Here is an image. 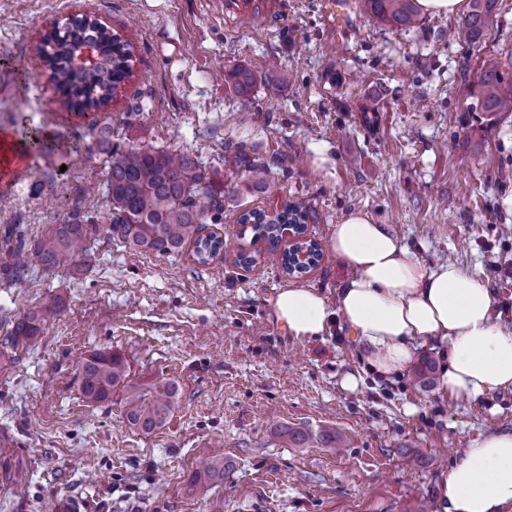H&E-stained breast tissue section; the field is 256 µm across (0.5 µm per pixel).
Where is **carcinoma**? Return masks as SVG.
Segmentation results:
<instances>
[{
	"label": "carcinoma",
	"mask_w": 512,
	"mask_h": 512,
	"mask_svg": "<svg viewBox=\"0 0 512 512\" xmlns=\"http://www.w3.org/2000/svg\"><path fill=\"white\" fill-rule=\"evenodd\" d=\"M494 3L495 0H471L470 10L459 24V38L471 44L479 41L491 25ZM359 6L364 14L403 29L419 23L417 0H359ZM98 42L108 47L104 62L91 70L72 69L67 47ZM34 54L41 75L59 94L58 109L77 113L94 132L107 164L109 211L99 218L77 206L66 222L53 225L36 239L26 240L17 235V225H6L4 241L14 246L9 248L11 258L0 263V278L22 279L34 258L44 268L55 269L80 257L84 262L76 270L81 272L90 266L89 244L100 236L117 237L138 251L156 255L178 253L192 244L199 263L207 264L216 258L224 248V239L203 236L201 232L208 215L224 213V177L187 153L130 145L126 124L112 120L109 107L133 77L131 40L98 20L77 18L63 29L44 35ZM256 81L253 72L240 67L227 74V82L241 96L248 95ZM477 109L512 112V88L505 86V76L494 68L483 71L478 78ZM274 165L273 161L250 157L242 143L237 145L232 162L234 171L258 191L266 189ZM311 219L312 208L297 202L286 204L270 222L260 210L243 212L238 224L250 226L254 239L275 246L280 225L293 224L300 232ZM61 305V299L53 298L25 311L9 332L6 344L10 350L34 347L44 334L48 318ZM10 350L0 352V369L14 361ZM76 383L83 401L90 405L120 395L125 423L142 435L163 429L181 397L180 384L174 379L157 378L148 384L132 380L127 359L114 350L89 352L80 362ZM279 437L298 445L343 447L341 439L334 435L326 438L306 429L286 428ZM194 481H224V462L214 459L205 463L195 471Z\"/></svg>",
	"instance_id": "1"
}]
</instances>
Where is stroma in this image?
<instances>
[{"mask_svg": "<svg viewBox=\"0 0 512 512\" xmlns=\"http://www.w3.org/2000/svg\"><path fill=\"white\" fill-rule=\"evenodd\" d=\"M328 0H279L254 20L221 0H0V133L15 142L50 132L75 152L31 154L26 179L0 225L27 236L66 221L74 207L105 213L84 186L107 176L96 140L35 71L33 49L51 21L92 8L135 44L134 78L111 108L130 143L192 154L224 173V213L204 233L226 258L199 264L117 239L91 245L76 273L30 263L0 280V339L35 304L59 296L41 344L0 372V512H48L63 499L81 512H421L457 449L512 432V387L472 398L421 388L412 371L374 374L348 326L300 340L272 315L290 279L281 251L252 243L239 215L288 202L317 214L308 232L322 258L300 285L335 302L350 272L330 248L334 224L360 211L385 225L427 266L454 263L483 280L512 324V112L475 111L480 73L512 76V0H498L483 39L457 36V17H421L404 30L348 12L328 28ZM243 65L248 96L224 81ZM287 85H280V75ZM375 100L378 109L362 112ZM256 159L279 157L266 192L227 166L236 143ZM258 251L249 269L237 252ZM123 353L136 381L179 382L170 422L147 436L124 422L120 398L86 405L75 383L93 350ZM341 435L342 452L276 444L278 427ZM223 459V482L194 487L205 458Z\"/></svg>", "mask_w": 512, "mask_h": 512, "instance_id": "1", "label": "stroma"}]
</instances>
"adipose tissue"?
Segmentation results:
<instances>
[{"label":"adipose tissue","instance_id":"1","mask_svg":"<svg viewBox=\"0 0 512 512\" xmlns=\"http://www.w3.org/2000/svg\"><path fill=\"white\" fill-rule=\"evenodd\" d=\"M330 245L353 276L333 310L315 289H281L273 315L292 336L323 335L336 311L382 377L405 371L416 345L433 342L447 358L440 377L446 394L475 397L512 386V326L495 315L484 282L452 263L424 266L384 225L357 211L334 226ZM437 501L438 512L512 505V432L462 449L439 475Z\"/></svg>","mask_w":512,"mask_h":512}]
</instances>
